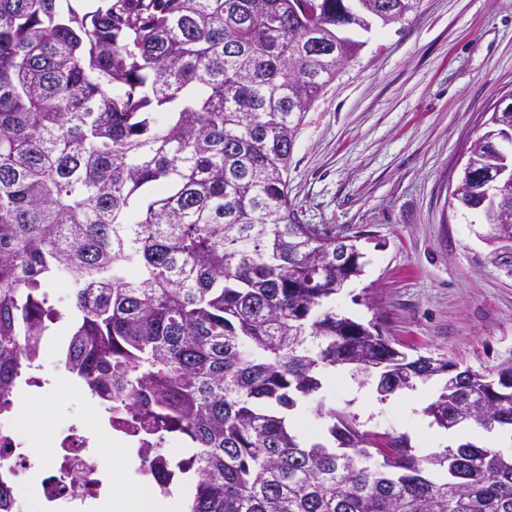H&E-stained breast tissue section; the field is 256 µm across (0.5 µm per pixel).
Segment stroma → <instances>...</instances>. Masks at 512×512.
<instances>
[{
    "instance_id": "35a3bbf8",
    "label": "stroma",
    "mask_w": 512,
    "mask_h": 512,
    "mask_svg": "<svg viewBox=\"0 0 512 512\" xmlns=\"http://www.w3.org/2000/svg\"><path fill=\"white\" fill-rule=\"evenodd\" d=\"M358 38V56L305 113L288 171L300 223L367 234L365 273L333 306L378 319L409 356L496 374L512 364V262L493 259L481 213L451 194L471 144L512 95V0H421L405 21ZM67 339L63 327L45 337L49 384L37 394L61 427L93 413L70 397L80 382L61 362ZM325 387L364 429L407 435L417 455L451 440L423 413L436 382L385 401L345 371Z\"/></svg>"
}]
</instances>
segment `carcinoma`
Masks as SVG:
<instances>
[{
    "label": "carcinoma",
    "instance_id": "1",
    "mask_svg": "<svg viewBox=\"0 0 512 512\" xmlns=\"http://www.w3.org/2000/svg\"><path fill=\"white\" fill-rule=\"evenodd\" d=\"M419 2L0 0V399L65 322L61 362L135 434L141 474L169 439L192 449L158 484L189 486L187 512H512V456L420 457L322 396L343 365L382 401L442 378L432 423L512 430V365L414 358L326 306L364 253L336 265V234L288 195L304 113L364 45L351 34ZM482 151L483 171L512 166ZM471 187L488 216L498 190ZM310 401L326 437L303 441L287 415Z\"/></svg>",
    "mask_w": 512,
    "mask_h": 512
}]
</instances>
